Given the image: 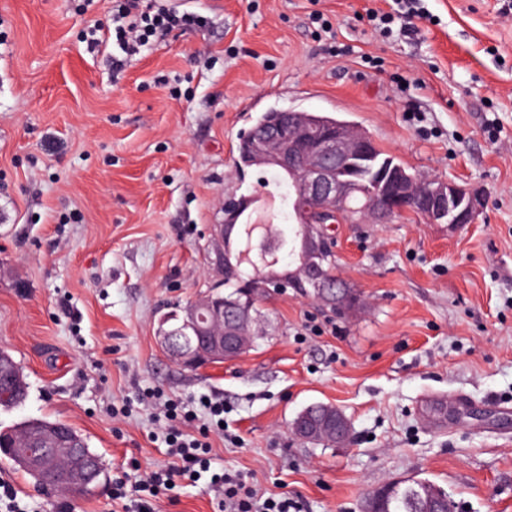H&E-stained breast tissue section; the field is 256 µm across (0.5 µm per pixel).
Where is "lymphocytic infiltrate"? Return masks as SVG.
Returning <instances> with one entry per match:
<instances>
[{
    "label": "lymphocytic infiltrate",
    "mask_w": 512,
    "mask_h": 512,
    "mask_svg": "<svg viewBox=\"0 0 512 512\" xmlns=\"http://www.w3.org/2000/svg\"><path fill=\"white\" fill-rule=\"evenodd\" d=\"M201 15L182 12L164 6H154L150 0H112L113 74L124 71L130 57L135 56L155 38L173 31H186L203 26ZM208 420L199 422L197 414L182 410L179 404H164L165 415L177 426L168 434L167 453L172 462L152 471L135 485L117 482L113 499H133L135 512H153L152 500L173 490L178 483H195L209 477L211 486L219 491L221 512H299V505L288 495L256 502L255 493L248 489L239 475L215 473L209 458L210 435L220 430L224 421V400L204 396L200 400Z\"/></svg>",
    "instance_id": "1"
}]
</instances>
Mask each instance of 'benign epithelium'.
I'll use <instances>...</instances> for the list:
<instances>
[{"label": "benign epithelium", "instance_id": "1", "mask_svg": "<svg viewBox=\"0 0 512 512\" xmlns=\"http://www.w3.org/2000/svg\"><path fill=\"white\" fill-rule=\"evenodd\" d=\"M371 145V137L362 130L345 126L318 129L302 114L290 118L286 132L272 125L252 138L253 162L288 176L295 214L300 219L296 262L285 270L256 267L260 293H284L290 288L334 314L357 304L352 289L328 275L315 261L327 243L326 230L332 227L328 219L342 215L350 224L352 215L359 213V224L367 219L375 223L389 221L417 201L414 181L399 176L390 191L367 194L350 207L354 187L336 173L351 166ZM426 183L432 201L424 212L428 224L450 228L473 224L486 207L485 194L476 189L437 176L427 178ZM246 206L248 202L243 198L224 199V223L208 227L211 269L221 277L237 264L239 214ZM257 228V248L263 252L274 250L277 238L271 226L259 224ZM180 312V323L174 329L165 327L166 318L160 319L158 338L163 352L183 369L236 361L251 349L257 336L252 306L228 304L212 289ZM291 432L303 442L336 447H346L353 439L350 419L330 403L307 407L293 421ZM0 455L52 473L61 491L79 493L99 475L97 465L84 450L72 445L50 450L32 442L24 448L0 449Z\"/></svg>", "mask_w": 512, "mask_h": 512}]
</instances>
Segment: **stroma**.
<instances>
[{
  "mask_svg": "<svg viewBox=\"0 0 512 512\" xmlns=\"http://www.w3.org/2000/svg\"><path fill=\"white\" fill-rule=\"evenodd\" d=\"M161 2L208 22L116 80L83 39L111 0H0V351L29 386L0 429L45 417L87 438L102 487L74 512H125L117 479L170 463L156 402L205 394L224 398L213 468L259 497L361 512L382 483L416 478L456 512H512V0H425L415 32L390 39L366 11L392 0ZM315 12L347 55L326 51ZM270 110L348 120L488 205L454 231L412 213L337 225L335 274L363 307L337 318L291 290L266 297L246 357L190 372L163 353L158 321L214 282L206 228L225 197L265 196L269 171L236 160ZM317 402L345 412L353 445L293 438ZM0 484L25 512L65 500L1 457ZM153 506L218 512L203 480Z\"/></svg>",
  "mask_w": 512,
  "mask_h": 512,
  "instance_id": "35a3bbf8",
  "label": "stroma"
}]
</instances>
